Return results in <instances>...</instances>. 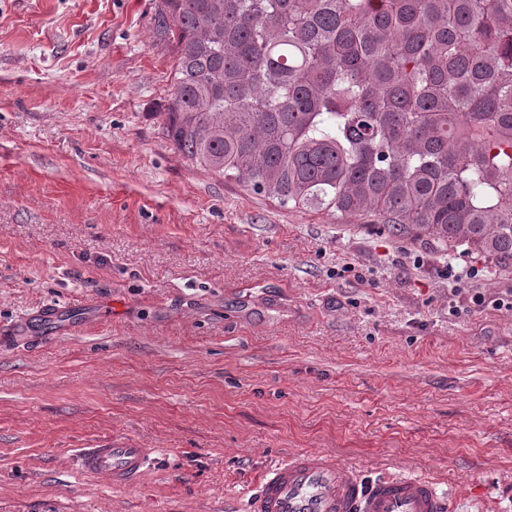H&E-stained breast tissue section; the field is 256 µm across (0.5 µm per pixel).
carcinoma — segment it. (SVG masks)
I'll list each match as a JSON object with an SVG mask.
<instances>
[{"label": "carcinoma", "mask_w": 512, "mask_h": 512, "mask_svg": "<svg viewBox=\"0 0 512 512\" xmlns=\"http://www.w3.org/2000/svg\"><path fill=\"white\" fill-rule=\"evenodd\" d=\"M155 21L190 165L512 259V0H157Z\"/></svg>", "instance_id": "obj_1"}]
</instances>
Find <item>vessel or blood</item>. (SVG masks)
<instances>
[{"label": "vessel or blood", "mask_w": 512, "mask_h": 512, "mask_svg": "<svg viewBox=\"0 0 512 512\" xmlns=\"http://www.w3.org/2000/svg\"><path fill=\"white\" fill-rule=\"evenodd\" d=\"M79 468L113 486L137 483L155 464L151 448L118 444L81 448ZM245 512H453L432 480L399 475L363 479L351 465L316 452H297L271 465L248 491Z\"/></svg>", "instance_id": "b4317fda"}]
</instances>
